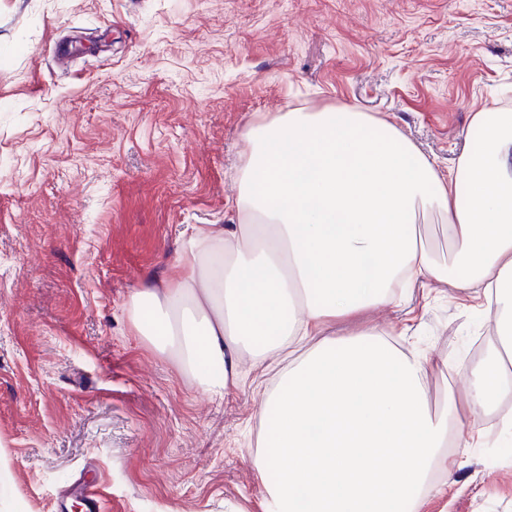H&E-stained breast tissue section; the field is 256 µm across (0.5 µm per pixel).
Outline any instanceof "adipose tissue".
Returning a JSON list of instances; mask_svg holds the SVG:
<instances>
[{"mask_svg": "<svg viewBox=\"0 0 512 512\" xmlns=\"http://www.w3.org/2000/svg\"><path fill=\"white\" fill-rule=\"evenodd\" d=\"M473 123L482 152L445 175L395 126L352 108L252 123L237 223L192 225L184 257L132 296L137 333L214 395L239 387L242 352L259 367L311 341L260 414L256 466L276 476L265 512H420L449 448H469L465 422L512 399V112L487 107ZM432 217L455 270L424 240ZM420 278L492 299L503 352L467 368L465 407L431 408L428 359L384 332L331 333Z\"/></svg>", "mask_w": 512, "mask_h": 512, "instance_id": "1", "label": "adipose tissue"}]
</instances>
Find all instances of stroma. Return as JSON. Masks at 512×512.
<instances>
[{"label": "stroma", "mask_w": 512, "mask_h": 512, "mask_svg": "<svg viewBox=\"0 0 512 512\" xmlns=\"http://www.w3.org/2000/svg\"><path fill=\"white\" fill-rule=\"evenodd\" d=\"M512 110V0H0V512H263L262 393L288 362L242 353L215 397L131 323L194 224L236 221L247 126L290 110L386 119L441 173L474 112ZM392 332L453 394L485 299L414 282L343 319ZM422 512H512V430L469 425Z\"/></svg>", "instance_id": "obj_1"}]
</instances>
